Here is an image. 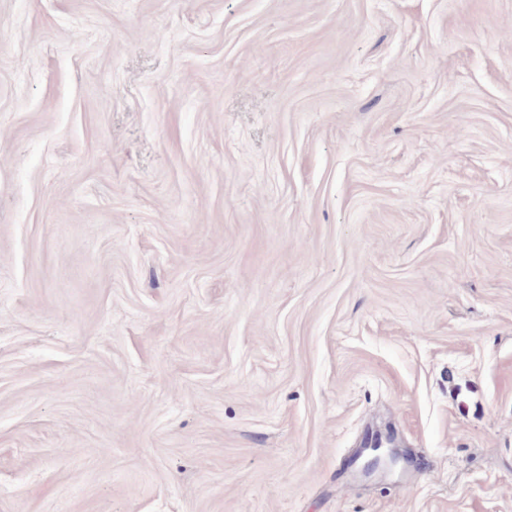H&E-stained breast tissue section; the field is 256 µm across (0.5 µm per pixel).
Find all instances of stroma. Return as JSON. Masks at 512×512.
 Returning a JSON list of instances; mask_svg holds the SVG:
<instances>
[{
  "label": "stroma",
  "instance_id": "obj_1",
  "mask_svg": "<svg viewBox=\"0 0 512 512\" xmlns=\"http://www.w3.org/2000/svg\"><path fill=\"white\" fill-rule=\"evenodd\" d=\"M0 512H512V0H0Z\"/></svg>",
  "mask_w": 512,
  "mask_h": 512
}]
</instances>
